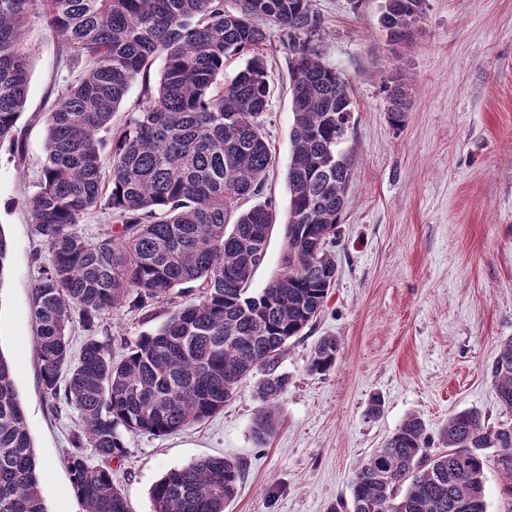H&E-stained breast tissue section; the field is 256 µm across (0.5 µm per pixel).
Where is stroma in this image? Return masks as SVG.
I'll return each instance as SVG.
<instances>
[{
	"mask_svg": "<svg viewBox=\"0 0 512 512\" xmlns=\"http://www.w3.org/2000/svg\"><path fill=\"white\" fill-rule=\"evenodd\" d=\"M320 50L343 72L354 112L342 151L353 164L336 246V285L312 329L288 343L279 370L288 390L275 434L255 442L252 385L222 412L166 436L124 432L112 478L130 512H152L150 490L170 469L202 456L239 462L226 512H331L350 501L358 462L409 416L437 435L450 415L477 410L489 425L512 420L484 368L512 337V0H428L413 39L390 44L382 0H313ZM32 70L18 126L22 157L0 147V230L10 242L0 280V353L14 368L49 512H81L65 457L77 411L53 413L33 350L31 289L50 253L25 207L45 163L46 118L57 104L58 39L44 22L27 36ZM271 96L261 123L275 157L264 198L288 206L292 125L288 46L271 30L263 49ZM408 87L392 126L387 85ZM174 293L140 311L115 307L97 337L124 354L184 303ZM336 337L329 373L307 365L316 341ZM380 418H365L372 395Z\"/></svg>",
	"mask_w": 512,
	"mask_h": 512,
	"instance_id": "obj_1",
	"label": "stroma"
}]
</instances>
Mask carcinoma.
I'll use <instances>...</instances> for the list:
<instances>
[{
	"label": "carcinoma",
	"mask_w": 512,
	"mask_h": 512,
	"mask_svg": "<svg viewBox=\"0 0 512 512\" xmlns=\"http://www.w3.org/2000/svg\"><path fill=\"white\" fill-rule=\"evenodd\" d=\"M0 0V146L22 149L17 123L26 104L30 54L23 40L43 17L59 40L60 59L80 61L79 78H61L59 105L48 113L46 160L27 201L49 264L31 293L33 342L44 400L56 413L81 416L77 451L66 464L82 512H130L110 462L127 448L120 429L172 434L224 410L258 371L252 433L276 429L288 377L276 373L288 342L320 316L336 284L338 228L352 163L340 146L353 99L344 75L321 59L322 20L313 0ZM428 0H384L380 24L406 43ZM275 27L290 52L293 123L286 172L281 273L258 293L253 272L264 262L277 210H247L274 157L263 132L270 87L263 46ZM248 54L226 86L224 58ZM156 94L130 123L112 116L130 85ZM391 124L403 122L407 87L389 88ZM106 211L116 228L94 240L76 231L82 216ZM197 293L118 360L95 335L118 305L143 309L173 290ZM88 332L78 355L68 332L73 313ZM339 340L320 337L308 371L336 365ZM502 410L512 412V338L486 367ZM67 377L60 387L61 377ZM94 448L95 465L79 448ZM431 436L408 416L355 469L350 512H487L484 468L494 450L512 493V423L490 426L478 411L451 415ZM240 464L205 456L168 471L151 490L152 512H225ZM0 512H48L40 465L26 427L13 366L0 354Z\"/></svg>",
	"instance_id": "obj_1"
}]
</instances>
